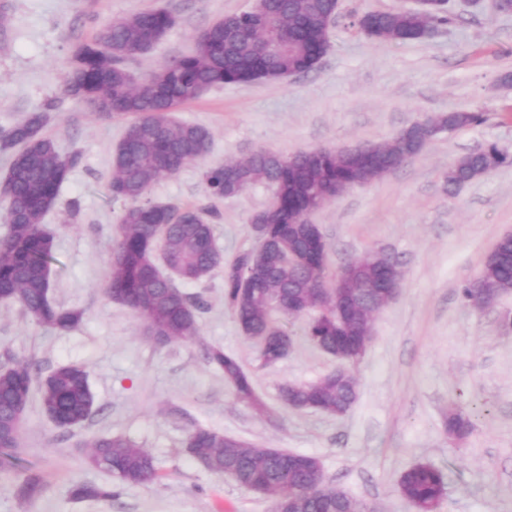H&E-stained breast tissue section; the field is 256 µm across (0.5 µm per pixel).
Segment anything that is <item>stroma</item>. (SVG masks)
I'll list each match as a JSON object with an SVG mask.
<instances>
[{
  "instance_id": "stroma-1",
  "label": "stroma",
  "mask_w": 512,
  "mask_h": 512,
  "mask_svg": "<svg viewBox=\"0 0 512 512\" xmlns=\"http://www.w3.org/2000/svg\"><path fill=\"white\" fill-rule=\"evenodd\" d=\"M253 0H0V126L56 102L45 134L61 151H81L83 164L63 184L46 226L61 261L51 297L84 312L80 326L59 332L39 325L19 305L0 304V351L33 362L39 376L77 364L88 373L95 410L62 430L31 404L19 455L46 487L30 504L14 493L21 476L0 471V512H272L270 497L247 491L203 468L182 449L188 431L208 428L265 448L319 459L327 479L381 512H413L399 491L401 474L429 462L448 475L438 512H512V294L492 306H467L460 289L476 278L497 240L512 233V165L443 192L448 167L495 144L512 152V14L494 0H449L454 17L418 40L381 42L361 33L357 16L394 10L401 0H340L329 51L316 69L273 83L227 84L184 104L180 120L212 135L205 160L155 182L154 201L215 205L217 246L232 262L255 244L250 218L271 198L267 186L211 201L207 166L240 160L263 148L289 155L307 149L377 144L410 122L448 112H485L484 123L431 141L410 163L371 184L349 189L314 213L328 245V273L384 249L403 262V286L377 317L374 339L351 367L358 396L342 416L293 409L283 385L314 382L337 361L293 330L296 348L265 367L224 305V276L185 283L201 298L199 334L241 360L267 416L239 402L198 345L156 344L142 324L105 292L121 203L109 200L111 152L128 123L107 119L69 97L70 48L112 18L156 7L175 26L152 50L130 58L139 77L190 52L197 37ZM77 218H70L72 202ZM458 405L472 430L456 439L445 414ZM123 436L155 458L159 481L126 488L111 501L72 499L73 483L103 484L89 465L88 436Z\"/></svg>"
}]
</instances>
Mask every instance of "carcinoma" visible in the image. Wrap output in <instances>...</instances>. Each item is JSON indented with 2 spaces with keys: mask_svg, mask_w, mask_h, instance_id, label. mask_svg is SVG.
Instances as JSON below:
<instances>
[{
  "mask_svg": "<svg viewBox=\"0 0 512 512\" xmlns=\"http://www.w3.org/2000/svg\"><path fill=\"white\" fill-rule=\"evenodd\" d=\"M337 12L335 0H262L250 9L215 21L197 38L194 49L172 58L154 72L137 79L127 68L135 54L150 51L175 25L165 8L116 18L90 40L72 51L68 96L80 100L97 114L130 120L124 137L112 154L110 197L123 203L112 249L106 294L127 307L159 344L198 338L197 317L204 306L178 287L198 283L224 271V306L243 322L258 344L264 366L288 357V324L304 317L288 311V296L307 295L320 286L326 274L328 252L318 245L310 250L309 265L285 269L284 244L288 243V219L324 202V194L336 183L356 186L381 172L396 170L401 157L419 154L416 137L399 133L382 143V150L368 165L347 161L334 150H302L288 157L266 149L242 160L208 167L206 191L215 200L236 197L263 183L278 193L275 207L255 212L251 224L266 225L267 236L280 243L268 252L266 272L247 297L240 281L252 251L224 262L214 243L212 208L180 206L150 198L151 186L162 177L176 175L186 165L209 153L210 131L178 120L174 112L184 103L225 84L275 82L282 76L307 74L312 62L329 45V18ZM365 35L379 41L416 39L417 22L397 10L370 11ZM54 103L28 114L22 121L0 127V153L9 157L3 194L11 202L6 213L7 234L0 238V303H17L23 314L39 325L69 331L79 325L83 311L64 308L50 297V276L57 263L53 234L43 227L68 174L82 164L81 152L60 153L55 141L43 134ZM482 112H450L425 125L438 124L455 130L479 125ZM512 162L508 151L496 145L471 152L448 167L443 189L452 195L463 184ZM174 268L178 277L167 278L157 263ZM512 292V236L500 239L486 257L479 275L461 289L465 303L483 298L490 305ZM306 336L319 350L335 352L336 327L323 317L306 322ZM207 362L224 375L238 400L262 414L265 405L256 395L251 375L237 356L220 347L204 346ZM283 401L298 409L315 402L329 413L346 414L356 401L355 377L329 373L314 383H296L281 389ZM57 426L65 429L86 422L94 412L95 398L85 369L61 365L38 379L33 365L9 351L0 354V468L18 469L22 478L16 489L22 501L43 493L41 474L17 452L24 415L33 399ZM470 422L463 410L448 411V434L462 438ZM84 446L92 449L89 463L107 473L104 485L78 483L75 500L113 499L129 486L156 479L154 458L134 442L118 436H91ZM186 452L213 473L225 476L248 490L273 497V508L285 499L291 512H374L376 506L358 500L332 485L323 471L297 470L275 448L196 428L186 437ZM402 497L414 512H437L446 496L445 473L430 463H418L400 477Z\"/></svg>",
  "mask_w": 512,
  "mask_h": 512,
  "instance_id": "cac0c4a2",
  "label": "carcinoma"
}]
</instances>
